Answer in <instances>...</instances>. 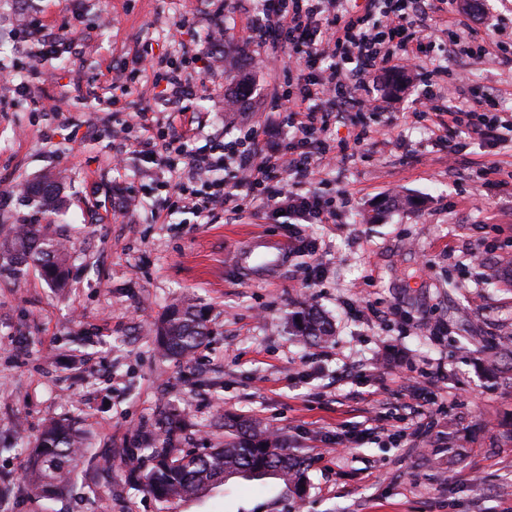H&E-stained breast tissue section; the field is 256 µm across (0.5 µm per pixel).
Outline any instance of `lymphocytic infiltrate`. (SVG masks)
<instances>
[{
	"mask_svg": "<svg viewBox=\"0 0 512 512\" xmlns=\"http://www.w3.org/2000/svg\"><path fill=\"white\" fill-rule=\"evenodd\" d=\"M433 22L439 31L456 33L455 44L462 52L483 58L495 50V42L464 37L468 25L449 9L448 0H262L261 14L250 16L245 27L258 64L267 67L274 54L284 52L289 70L296 73L288 83L274 82L271 92L278 114L275 125L288 133L284 149L260 148L261 131L255 126L230 142L190 149L188 133L177 132L176 124L185 114L181 103L191 87L182 65L153 57L151 45H143L118 77L133 84L151 74L156 99L172 107L170 143L157 144L146 114L138 119L154 165H167L174 149L189 159L188 173L166 185L176 204L207 220L219 208L237 212L245 197L272 220L283 215L292 224H333L337 215L330 202L318 192L299 189L297 182L313 170L328 168L333 155L322 133L342 117L343 106L360 111L370 106L368 85L379 70L410 65L424 71L432 65L421 34ZM414 117L440 141L461 132L497 144L512 133V120H503L488 107L455 110L438 104L433 94ZM229 164L234 174L227 182L218 173ZM199 181L208 185V192L196 190Z\"/></svg>",
	"mask_w": 512,
	"mask_h": 512,
	"instance_id": "1",
	"label": "lymphocytic infiltrate"
}]
</instances>
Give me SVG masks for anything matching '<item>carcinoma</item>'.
<instances>
[{"mask_svg": "<svg viewBox=\"0 0 512 512\" xmlns=\"http://www.w3.org/2000/svg\"><path fill=\"white\" fill-rule=\"evenodd\" d=\"M26 198L44 215H61L64 199L60 177L43 174L29 183ZM46 228L45 224H20L13 231L1 234L0 274L18 278L31 264L55 287H66L70 250ZM208 323L207 308L187 299L171 305L152 324V332L162 355L184 359L204 344L209 335ZM289 334L300 342L316 343L332 336L333 327L328 318L309 306L292 315ZM182 429V420L174 414H164L161 418L164 438L146 436L128 450L123 461L126 476L158 501L204 498L233 478L261 483L272 479L289 492L307 484L306 459L257 422L226 420L224 445L176 455L172 443ZM85 438L86 432L70 422L49 421L31 449L27 473L30 491L47 499L65 493L71 484V474L78 467ZM144 456L152 462L146 472L139 465Z\"/></svg>", "mask_w": 512, "mask_h": 512, "instance_id": "carcinoma-1", "label": "carcinoma"}]
</instances>
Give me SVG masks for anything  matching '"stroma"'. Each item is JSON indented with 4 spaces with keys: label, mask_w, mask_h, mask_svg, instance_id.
I'll use <instances>...</instances> for the list:
<instances>
[{
    "label": "stroma",
    "mask_w": 512,
    "mask_h": 512,
    "mask_svg": "<svg viewBox=\"0 0 512 512\" xmlns=\"http://www.w3.org/2000/svg\"><path fill=\"white\" fill-rule=\"evenodd\" d=\"M252 0H0V229L41 224L16 187L64 175V214L51 227L71 247L67 288L36 268L0 277V512H512V185L479 182L480 166L512 171V142L491 146L432 138L411 113L426 91H449L468 109L493 98L512 116V0H454L495 57L448 52L435 69L407 73L391 91L380 73V109L327 134L349 158L307 179L336 200L337 223L305 224L329 262L290 251L277 269L235 264L250 241L284 243L290 224L244 211L211 223L174 206L167 169L148 168L136 115L165 114L151 77L113 83L112 70L139 44L180 60L200 55L205 86L187 118L193 147L232 139L236 124H265L266 72L252 64L243 29ZM227 26L218 46L202 41ZM52 30L72 49L59 77H32L27 54ZM255 92L224 109L232 76ZM29 86L19 96L17 83ZM377 137L357 141L361 129ZM145 206L137 223L124 200ZM166 221L158 223L155 213ZM191 297L209 310L211 334L187 361L162 357L150 331L167 307ZM317 306L335 330L300 344L288 321ZM436 391L423 406L414 388ZM184 410L177 451L217 446L228 417L256 419L309 458L303 497L270 482H228L224 492L163 504L131 484L124 449L158 433L165 410ZM50 418L87 434L70 492L30 494L28 443ZM363 443L341 437L363 428Z\"/></svg>",
    "instance_id": "1"
}]
</instances>
